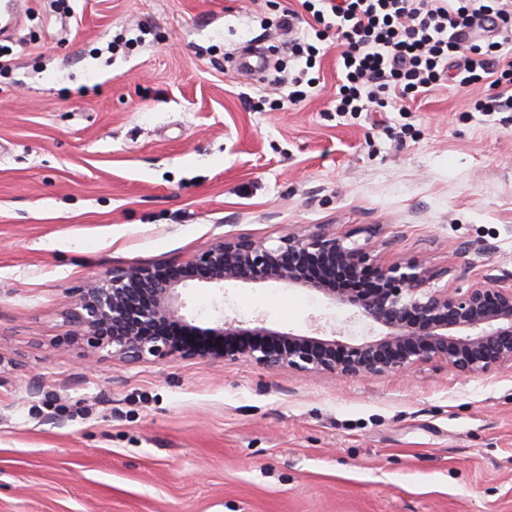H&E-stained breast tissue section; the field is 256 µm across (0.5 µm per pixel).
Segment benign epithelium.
Wrapping results in <instances>:
<instances>
[{"label": "benign epithelium", "mask_w": 512, "mask_h": 512, "mask_svg": "<svg viewBox=\"0 0 512 512\" xmlns=\"http://www.w3.org/2000/svg\"><path fill=\"white\" fill-rule=\"evenodd\" d=\"M348 276L364 282L352 293L307 277ZM436 271L417 258L382 262L351 235L321 227L290 232L269 245L244 236H224L184 261L114 266L74 289L66 314L86 339L88 357L101 353L126 362L245 361L268 370L331 375L338 380L407 376L424 363H442L466 376L512 364V287L472 283L463 288L435 281ZM198 280L224 289L226 282H277L308 288L349 304L358 316L386 333L352 345L279 332L243 328L221 317L211 332L224 337L218 349L177 344L159 330L184 321L180 289Z\"/></svg>", "instance_id": "benign-epithelium-1"}]
</instances>
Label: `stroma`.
I'll use <instances>...</instances> for the list:
<instances>
[{
  "instance_id": "obj_1",
  "label": "stroma",
  "mask_w": 512,
  "mask_h": 512,
  "mask_svg": "<svg viewBox=\"0 0 512 512\" xmlns=\"http://www.w3.org/2000/svg\"><path fill=\"white\" fill-rule=\"evenodd\" d=\"M296 0H22L0 35V512H512V366L338 380L245 362L86 359L64 302L115 266L216 238L332 225L382 259L512 285V112L453 85L410 112H335L320 86L252 107L295 69L261 25ZM219 315L360 344L383 327L274 282L183 289ZM38 394H31V387Z\"/></svg>"
}]
</instances>
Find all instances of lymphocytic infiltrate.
<instances>
[{"label":"lymphocytic infiltrate","mask_w":512,"mask_h":512,"mask_svg":"<svg viewBox=\"0 0 512 512\" xmlns=\"http://www.w3.org/2000/svg\"><path fill=\"white\" fill-rule=\"evenodd\" d=\"M304 31H297L300 22ZM487 22L491 37L471 43L454 30ZM277 26L293 34L291 53L299 72L279 79L285 90L271 109L303 102L318 78V44L335 38L342 76L336 109L348 112H408L415 99L443 82L460 88L487 86L472 102L476 112H512V0H302L283 8Z\"/></svg>","instance_id":"1"}]
</instances>
